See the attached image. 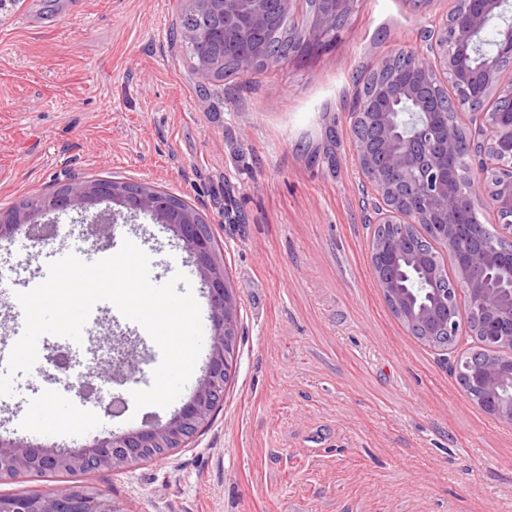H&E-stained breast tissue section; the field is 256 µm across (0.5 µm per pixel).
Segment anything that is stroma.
I'll use <instances>...</instances> for the list:
<instances>
[{
  "instance_id": "stroma-1",
  "label": "stroma",
  "mask_w": 512,
  "mask_h": 512,
  "mask_svg": "<svg viewBox=\"0 0 512 512\" xmlns=\"http://www.w3.org/2000/svg\"><path fill=\"white\" fill-rule=\"evenodd\" d=\"M186 0H0V212L73 180L148 183L209 224L239 302L224 403L189 445L116 470L0 478V495L88 485L124 512H512V426L490 418L452 361L393 315L369 241L372 192L351 142L364 76L457 0H356L335 42L234 80H207L181 51ZM68 243L0 241L11 289L45 281L67 249L91 262L126 236L161 285L183 273L210 304L192 257L143 215L109 245L81 214H47ZM84 344L48 335L78 372L131 355L123 397L153 383L160 349L114 304L92 310ZM51 364L0 398V435L77 446L163 423L172 408L115 417L54 381ZM87 417L68 430L63 418Z\"/></svg>"
}]
</instances>
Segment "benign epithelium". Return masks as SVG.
Here are the masks:
<instances>
[{"mask_svg": "<svg viewBox=\"0 0 512 512\" xmlns=\"http://www.w3.org/2000/svg\"><path fill=\"white\" fill-rule=\"evenodd\" d=\"M295 0H191L195 10L212 19L204 32L185 29L191 45L214 39L240 53L244 73L252 74V58L263 53L260 36L275 19L291 10ZM354 0H322L302 37L303 46L318 50L332 43L348 20ZM509 0H459L453 15L426 31L430 57L407 53L410 79L397 72L378 76L372 93L359 100L352 125L353 147L360 173L375 191L374 224L429 225L443 242L455 278L441 306L415 308L402 279L400 261L413 253L404 235L371 240V260L381 276L383 296L399 319L420 330L428 340L448 337L445 353L458 347L460 313L455 302L469 300L471 335L501 342L497 352L506 359L473 362L457 356L455 371L464 391L490 417L512 423V394L499 393L504 379L512 380L511 287L499 288L481 272L512 267V249L505 252L484 242L462 249L459 224L483 206L492 207L512 236V78L503 77L502 64L512 60V24L497 29L495 48L485 54L480 37L491 19L501 16ZM450 83L455 97H445L441 84ZM412 101L427 116L405 136L397 130V107ZM471 114L473 129L464 130L449 118L452 112ZM106 201L127 213L145 215L168 227L195 260L197 274L210 301L212 339L203 377L191 399L163 424L109 437H93L78 448H48L0 437V476L21 478L33 472L116 469L147 459L155 448H182L205 424L215 395L224 384V370L238 341L239 302L224 283L211 238L199 213L164 199L156 189L116 180H75L44 199L0 213V240L19 235L46 243L34 216L46 211L65 214ZM118 212L107 209L85 220L99 240L108 237V224ZM0 512H122L112 498L92 489L64 486L43 493L0 496Z\"/></svg>", "mask_w": 512, "mask_h": 512, "instance_id": "7a95c632", "label": "benign epithelium"}]
</instances>
